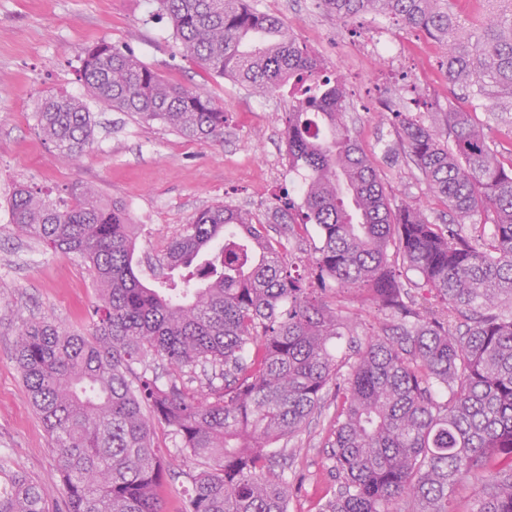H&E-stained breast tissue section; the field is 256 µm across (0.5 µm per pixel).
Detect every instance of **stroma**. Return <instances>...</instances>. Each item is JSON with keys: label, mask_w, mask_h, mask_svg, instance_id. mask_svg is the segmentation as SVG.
<instances>
[{"label": "stroma", "mask_w": 512, "mask_h": 512, "mask_svg": "<svg viewBox=\"0 0 512 512\" xmlns=\"http://www.w3.org/2000/svg\"><path fill=\"white\" fill-rule=\"evenodd\" d=\"M253 4L278 17L327 67L338 70L352 104L347 123L388 194L419 203L435 223H448L447 208L435 200L420 172L391 153L395 130L380 113L361 106L364 83L373 80L377 96L391 110L403 109L397 77L404 72L421 93L438 101L436 111L423 114V121L441 122L448 109V87L439 68L443 45L371 13L339 21L318 0ZM382 36L406 46L396 64L368 54V44ZM98 40L133 52L167 79L207 91L224 109L223 138L200 144L162 124H142L102 109L79 79L80 60ZM60 96L81 99L96 121L93 144L75 160L46 141L33 118L38 100ZM287 106V89L262 97L208 76L182 56L169 20L157 15L155 0H0V455L11 457L17 469L45 490L50 512H63L62 480L51 438L21 380L16 334L26 322L44 317L88 330L98 291L83 263L16 234L11 224L15 187L55 195L92 184L143 225L138 249L149 261L162 254L197 212L224 202L249 211L277 239L288 228L284 201L295 177L282 134ZM322 298L331 303L339 297L330 288ZM339 299L348 308L353 335L339 344V359H354L368 337L392 331L397 323L357 292ZM337 403L335 386H327L311 422L281 442L288 450L285 474L298 487L288 512H318L335 484L327 472V441Z\"/></svg>", "instance_id": "obj_1"}]
</instances>
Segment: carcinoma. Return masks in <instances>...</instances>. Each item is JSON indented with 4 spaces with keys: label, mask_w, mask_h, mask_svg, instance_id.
Listing matches in <instances>:
<instances>
[{
    "label": "carcinoma",
    "mask_w": 512,
    "mask_h": 512,
    "mask_svg": "<svg viewBox=\"0 0 512 512\" xmlns=\"http://www.w3.org/2000/svg\"><path fill=\"white\" fill-rule=\"evenodd\" d=\"M183 50L207 73L252 90L289 86L288 164L303 171L288 199V232L314 224L311 272L293 275L288 247L230 204L199 211L158 262L142 267L138 225L91 186L52 200L18 187L15 231L84 263L99 289L84 336L42 318L26 323L15 359L51 436L66 512H161L171 462L151 430L178 438L187 473L184 512H288L291 484L272 472L280 440L302 431L332 381L341 393L328 440L336 488L319 512H448L460 482L482 483L476 512H512V163L484 128L512 119V0H486L493 20L467 26L450 0H320L339 19L372 12L448 46L445 129L397 118L404 154L453 216L435 224L386 192L344 121V88L279 18L248 0H154ZM80 81L105 108L160 122L208 143L224 109L205 92L164 79L105 40L92 43ZM485 112L483 126L475 111ZM34 119L68 157L96 123L71 97L37 103ZM489 228L459 232L477 214ZM413 273L443 308L419 307L400 277ZM357 289L401 323L356 359H336L344 306L318 291ZM170 365L166 380L156 363ZM347 372H341L343 367ZM199 371L209 393L183 383ZM224 385L216 386L214 381ZM0 512H47L42 488L0 457Z\"/></svg>",
    "instance_id": "cac0c4a2"
}]
</instances>
